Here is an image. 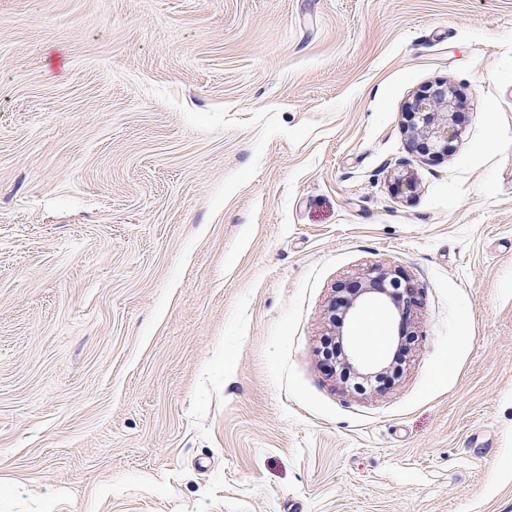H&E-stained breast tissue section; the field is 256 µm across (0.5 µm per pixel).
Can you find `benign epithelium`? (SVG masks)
I'll list each match as a JSON object with an SVG mask.
<instances>
[{
	"mask_svg": "<svg viewBox=\"0 0 512 512\" xmlns=\"http://www.w3.org/2000/svg\"><path fill=\"white\" fill-rule=\"evenodd\" d=\"M446 105L448 86L441 82L416 94L408 104L409 121L422 122L419 130L409 131V140L416 141L417 149L434 154L448 153L453 149L456 129L448 116L441 115V108ZM336 292L345 295V318L355 316L359 308L372 299H388L390 315L399 318L402 323L407 322L421 306L420 289L407 278L399 281L391 277V271L383 265L368 269L360 281L337 285ZM344 362L350 369L361 372L366 378L380 376L387 369L382 363L360 368L355 364V360L347 355L344 356Z\"/></svg>",
	"mask_w": 512,
	"mask_h": 512,
	"instance_id": "obj_1",
	"label": "benign epithelium"
}]
</instances>
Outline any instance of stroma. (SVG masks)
I'll list each match as a JSON object with an SVG mask.
<instances>
[{"instance_id":"stroma-1","label":"stroma","mask_w":512,"mask_h":512,"mask_svg":"<svg viewBox=\"0 0 512 512\" xmlns=\"http://www.w3.org/2000/svg\"><path fill=\"white\" fill-rule=\"evenodd\" d=\"M0 512H512V0H0ZM448 106V86L440 82L435 86L416 94L408 104L407 117L415 127V120L422 121V127L412 131L407 127L410 144L416 138V148L422 152L444 154L453 149V141L457 130L453 126V119L448 113L440 112L441 108ZM441 114H446L442 115ZM391 270L383 265L368 269L361 281L348 282L337 285L335 291L345 295L342 312V323L346 317L356 315L359 308L366 302L377 299L389 300V308L392 317H398L399 321L407 323L414 312L421 306V291L410 279L391 278ZM399 286L402 291L392 292L389 288Z\"/></svg>"}]
</instances>
